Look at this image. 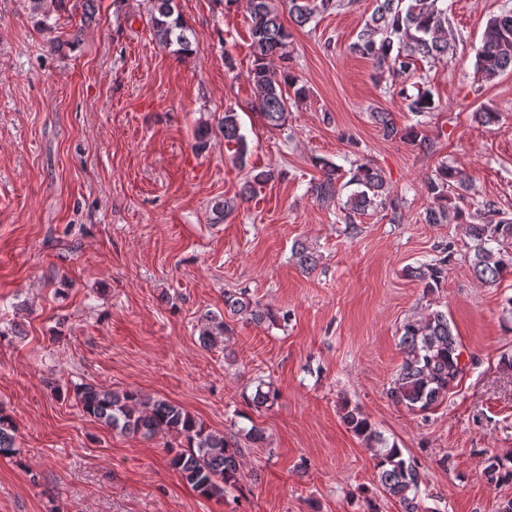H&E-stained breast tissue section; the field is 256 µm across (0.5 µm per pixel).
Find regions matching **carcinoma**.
<instances>
[{"label": "carcinoma", "instance_id": "1", "mask_svg": "<svg viewBox=\"0 0 512 512\" xmlns=\"http://www.w3.org/2000/svg\"><path fill=\"white\" fill-rule=\"evenodd\" d=\"M251 19L250 39L254 58L249 72L254 102L266 124L279 129L286 124L292 99L306 96L307 90L289 73L276 80L267 61L288 59L291 34L281 21L271 0H244ZM316 6L312 0H289V14L299 25L307 24ZM152 25L156 41L173 48L179 56L195 51L189 28L178 12L176 0H152ZM350 49L374 61L378 71L394 78L409 76L419 60H440L448 57L453 45L448 39V7L444 0H376V7L364 22ZM476 67L487 81L512 71V9L490 18L482 35V46ZM407 101L408 111L424 115L435 109L430 91L415 95L406 87L399 90ZM384 136L400 134L392 113L373 112ZM227 146L233 148V162L246 164L247 142L241 133L238 113L224 111L219 124ZM321 177L312 186L313 194L323 202L336 198L341 168L318 158ZM274 172L263 170L250 175L240 190V198L216 203L214 211L222 218L234 212L238 200L252 196L257 185L267 183ZM347 184L356 186L343 203V221L355 223V216L375 205L383 207L388 199L386 182L380 171L369 162L355 164ZM424 188L430 205L423 214L426 224H464L473 242L468 263L474 276L484 283H495L512 274V218L500 215L494 201L476 202L474 210H465L452 203L450 190L470 191L469 179L458 168L444 165L429 177ZM292 256L299 267L312 270L317 257L302 242L294 244ZM448 271V259L442 258L418 268V278L427 289L440 287ZM225 310L234 317L255 324L274 318L271 310L252 300L244 292L224 295ZM230 332L224 317L206 314L201 319L200 338L204 345L224 343ZM400 346L403 361L388 390L394 402L415 412H426L441 403L463 374L462 345L454 334L448 314L435 310L422 319L406 321L401 327ZM82 410L89 417L123 434L152 437L168 433L180 438L178 448L167 446L170 464L197 492L207 497H222L238 481L240 449L233 436L208 430L184 408L163 398L145 395L137 390H102L84 386L76 393ZM279 398L271 382H260L249 402L257 408H269ZM342 419L366 445L375 449V468L382 491L399 502L403 512H419L417 495L422 475L415 462L404 457L402 449L386 444L373 423L359 408L346 411ZM15 427L0 416V457L15 453ZM488 480L494 483L512 480V457L488 458Z\"/></svg>", "mask_w": 512, "mask_h": 512}]
</instances>
